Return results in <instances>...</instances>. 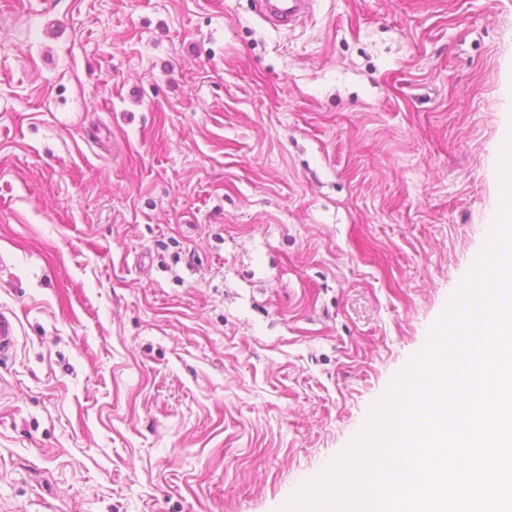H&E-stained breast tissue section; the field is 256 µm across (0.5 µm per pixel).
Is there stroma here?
Instances as JSON below:
<instances>
[{"label": "stroma", "instance_id": "1", "mask_svg": "<svg viewBox=\"0 0 512 512\" xmlns=\"http://www.w3.org/2000/svg\"><path fill=\"white\" fill-rule=\"evenodd\" d=\"M0 0V512H281L499 212L512 0ZM262 19L270 26L294 28L311 13L313 0H263ZM18 339V325L14 316L0 310V354L15 348Z\"/></svg>", "mask_w": 512, "mask_h": 512}]
</instances>
